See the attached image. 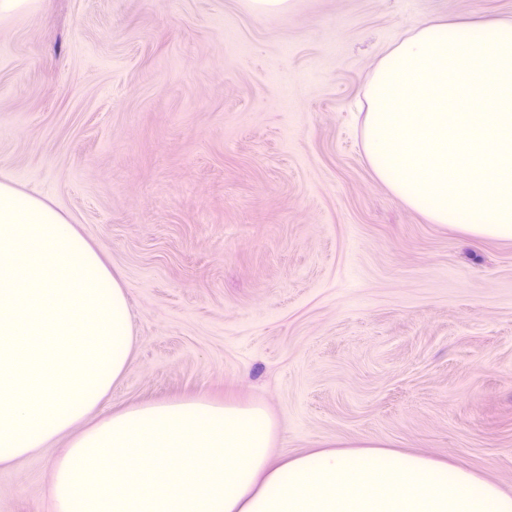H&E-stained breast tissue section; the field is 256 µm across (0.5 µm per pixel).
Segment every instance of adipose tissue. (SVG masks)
<instances>
[{"instance_id": "adipose-tissue-1", "label": "adipose tissue", "mask_w": 512, "mask_h": 512, "mask_svg": "<svg viewBox=\"0 0 512 512\" xmlns=\"http://www.w3.org/2000/svg\"><path fill=\"white\" fill-rule=\"evenodd\" d=\"M362 97L378 182L428 223L512 240V18L419 21ZM134 344L122 273L60 210L0 181V468L65 441L56 512H512L478 473L379 443L275 456L255 406L104 412Z\"/></svg>"}]
</instances>
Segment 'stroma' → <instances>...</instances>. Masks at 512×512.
Returning a JSON list of instances; mask_svg holds the SVG:
<instances>
[{
	"label": "stroma",
	"instance_id": "stroma-1",
	"mask_svg": "<svg viewBox=\"0 0 512 512\" xmlns=\"http://www.w3.org/2000/svg\"><path fill=\"white\" fill-rule=\"evenodd\" d=\"M484 13L512 0H41L0 22V181L124 276L109 406H257L276 453L373 441L512 492V240L428 223L361 155L386 46ZM61 450L0 469V512H52Z\"/></svg>",
	"mask_w": 512,
	"mask_h": 512
}]
</instances>
